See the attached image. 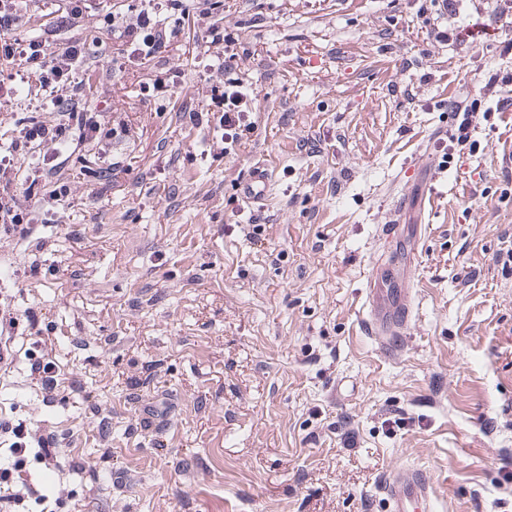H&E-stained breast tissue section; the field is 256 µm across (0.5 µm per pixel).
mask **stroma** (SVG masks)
I'll list each match as a JSON object with an SVG mask.
<instances>
[{
    "label": "stroma",
    "instance_id": "stroma-1",
    "mask_svg": "<svg viewBox=\"0 0 512 512\" xmlns=\"http://www.w3.org/2000/svg\"><path fill=\"white\" fill-rule=\"evenodd\" d=\"M223 2L254 109L242 146L221 153L187 117L211 89L196 18L156 68L116 67L111 46L90 85L127 134L86 158L101 221L78 205L0 244V307L39 314L0 368V419L54 430L66 461L28 460L26 476L66 489L31 512H386L379 487L398 466L430 475L435 512H512V201L481 197L512 179V108L473 125L481 151L441 163L449 101L508 95L485 82L512 71V11ZM486 20L493 36H438ZM170 68L174 94L143 95ZM259 163L272 187L256 203L238 188ZM432 167L413 326L386 354L358 323L362 295L372 264L404 249L380 226ZM42 348L50 394L29 371Z\"/></svg>",
    "mask_w": 512,
    "mask_h": 512
}]
</instances>
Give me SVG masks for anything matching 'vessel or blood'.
I'll return each instance as SVG.
<instances>
[{
  "mask_svg": "<svg viewBox=\"0 0 512 512\" xmlns=\"http://www.w3.org/2000/svg\"><path fill=\"white\" fill-rule=\"evenodd\" d=\"M270 185V171L258 166L239 191L244 199L258 200L266 195ZM381 232L390 239L407 240L414 254L418 253L423 239L422 226L418 223H390ZM410 284V274H397L391 262L373 266L368 275L360 320L367 334L374 336L384 351L400 350L409 334L413 321ZM380 490L388 512H429L436 495L434 483L420 469L411 467L389 471Z\"/></svg>",
  "mask_w": 512,
  "mask_h": 512,
  "instance_id": "obj_1",
  "label": "vessel or blood"
}]
</instances>
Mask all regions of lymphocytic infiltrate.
I'll return each instance as SVG.
<instances>
[{"mask_svg": "<svg viewBox=\"0 0 512 512\" xmlns=\"http://www.w3.org/2000/svg\"><path fill=\"white\" fill-rule=\"evenodd\" d=\"M223 0H130L104 11L92 0H51L41 34H30L24 22L28 0H0V62H20L22 71L12 86L0 83V97L23 110L14 122L9 142L0 145V240H22L35 225L63 223L75 197L66 162L98 151L109 154L120 132L106 122L103 110L89 98L87 81L104 50L105 37L124 46L129 63L139 66L164 58L177 40L187 16L206 28L205 42L214 52L208 74L218 83L199 109L190 115L200 124L215 116L221 141L240 146L254 128L251 107L234 73L239 55L232 33L216 13ZM53 109L54 123L43 120L40 107ZM454 120L448 149L476 152L471 127L481 109L477 103L450 102ZM0 433L14 437L12 451L33 454L47 467H61L54 432L29 431L20 423L0 421ZM48 499L43 487L24 477L22 469L0 471V512H18L27 501Z\"/></svg>", "mask_w": 512, "mask_h": 512, "instance_id": "lymphocytic-infiltrate-1", "label": "lymphocytic infiltrate"}]
</instances>
